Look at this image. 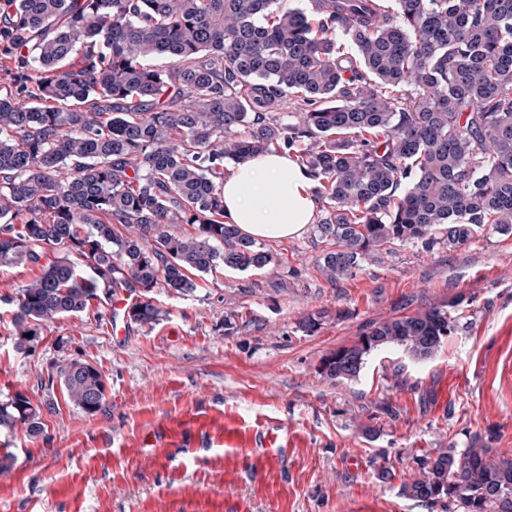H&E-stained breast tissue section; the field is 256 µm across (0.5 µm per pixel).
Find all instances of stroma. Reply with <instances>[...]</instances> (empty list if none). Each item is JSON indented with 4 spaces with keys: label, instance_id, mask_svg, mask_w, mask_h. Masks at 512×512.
Listing matches in <instances>:
<instances>
[{
    "label": "stroma",
    "instance_id": "35a3bbf8",
    "mask_svg": "<svg viewBox=\"0 0 512 512\" xmlns=\"http://www.w3.org/2000/svg\"><path fill=\"white\" fill-rule=\"evenodd\" d=\"M266 247L279 264L221 267L185 295L156 289L164 316L151 330L113 333L106 297L27 350L11 333L13 298L37 272L0 266V398L25 394L45 424L34 438L0 434L17 457L0 512H443L402 493L417 455L479 436L512 451V236L488 230L452 250L397 243L335 287L318 267L324 243L304 234ZM448 303L462 327L430 359L390 347L352 381L319 375L324 355L371 324ZM319 310L315 335L296 331ZM76 358L106 379L92 415L48 383ZM271 427L274 456L259 445Z\"/></svg>",
    "mask_w": 512,
    "mask_h": 512
}]
</instances>
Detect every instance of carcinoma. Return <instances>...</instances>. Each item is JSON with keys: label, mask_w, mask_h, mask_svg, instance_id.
<instances>
[{"label": "carcinoma", "mask_w": 512, "mask_h": 512, "mask_svg": "<svg viewBox=\"0 0 512 512\" xmlns=\"http://www.w3.org/2000/svg\"><path fill=\"white\" fill-rule=\"evenodd\" d=\"M313 11L283 0H7L0 55L15 72L0 89V265L41 271L13 300L18 349L102 295H135L126 315L147 330L161 320L155 289L192 293L220 266L281 263L224 220V167L274 146H300L319 183L311 237L334 245L320 258L331 286L395 243L451 250L489 227L512 234V0H313ZM176 224L192 231L174 234ZM326 316L311 312L296 330L311 336ZM458 327L442 305L384 320L324 355L319 374L351 381L391 346L428 359ZM57 377L70 404L101 408L95 366L72 359ZM20 428L44 431L15 393L0 400V431ZM416 464L406 496L512 512V455L482 438Z\"/></svg>", "instance_id": "carcinoma-1"}]
</instances>
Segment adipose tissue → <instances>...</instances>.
I'll list each match as a JSON object with an SVG mask.
<instances>
[{
    "instance_id": "1",
    "label": "adipose tissue",
    "mask_w": 512,
    "mask_h": 512,
    "mask_svg": "<svg viewBox=\"0 0 512 512\" xmlns=\"http://www.w3.org/2000/svg\"><path fill=\"white\" fill-rule=\"evenodd\" d=\"M316 209L314 181L285 152L248 158L224 179V214L229 223L255 239L302 235Z\"/></svg>"
}]
</instances>
